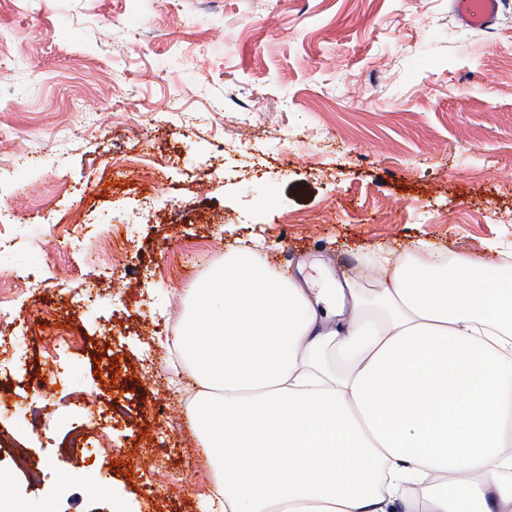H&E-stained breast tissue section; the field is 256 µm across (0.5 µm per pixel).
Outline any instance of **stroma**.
Masks as SVG:
<instances>
[{
	"mask_svg": "<svg viewBox=\"0 0 512 512\" xmlns=\"http://www.w3.org/2000/svg\"><path fill=\"white\" fill-rule=\"evenodd\" d=\"M21 156L38 167L0 185L22 205L0 252L19 272L0 281L15 317L0 434L40 479L1 461L0 495L27 512H209L214 475L180 403L194 381L166 323L247 245L310 288L419 241L512 261V0L487 29L450 0H0V163ZM150 191L160 213L130 225L117 269L72 253L65 225L84 223L94 247L111 230L90 213L128 214ZM43 204L60 227L35 239ZM71 287L90 294L73 321L51 302ZM65 320L77 342L52 384L48 338ZM106 351L118 381L95 374ZM81 396L102 410L93 423ZM76 428L105 448L90 463L66 461Z\"/></svg>",
	"mask_w": 512,
	"mask_h": 512,
	"instance_id": "stroma-1",
	"label": "stroma"
}]
</instances>
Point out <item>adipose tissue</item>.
<instances>
[{"label": "adipose tissue", "mask_w": 512, "mask_h": 512, "mask_svg": "<svg viewBox=\"0 0 512 512\" xmlns=\"http://www.w3.org/2000/svg\"><path fill=\"white\" fill-rule=\"evenodd\" d=\"M185 305L223 512H512V269L407 254L313 290L242 249Z\"/></svg>", "instance_id": "ef3b65f1"}]
</instances>
